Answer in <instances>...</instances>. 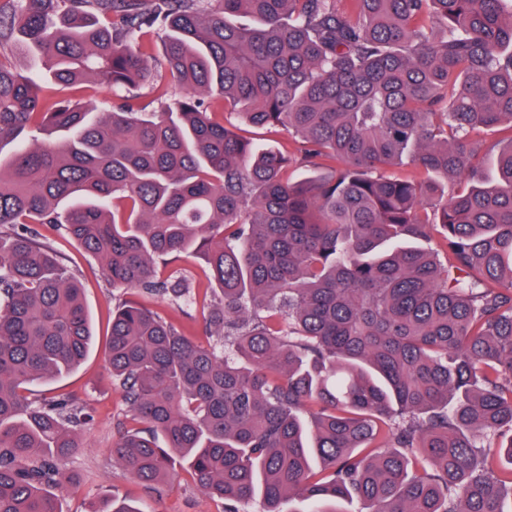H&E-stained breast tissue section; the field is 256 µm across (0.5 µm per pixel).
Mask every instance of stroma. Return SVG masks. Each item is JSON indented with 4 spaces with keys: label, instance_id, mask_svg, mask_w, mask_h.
<instances>
[{
    "label": "stroma",
    "instance_id": "1",
    "mask_svg": "<svg viewBox=\"0 0 512 512\" xmlns=\"http://www.w3.org/2000/svg\"><path fill=\"white\" fill-rule=\"evenodd\" d=\"M45 234L54 250L80 278L95 331L94 346L77 370L36 388L40 398L70 394L85 401L93 410L94 420L81 438L83 446L70 463L80 486L62 493L63 512H91L93 507L111 498L134 504L142 512H224L223 504L197 488L187 474H180L169 484L150 491L113 463L114 420L124 412L125 406L120 393L112 386L107 334L113 306L138 299L139 294L112 289L97 259L53 229H46ZM146 304L179 326L187 336L204 344L211 343L209 327L199 306L180 307L163 296L149 298Z\"/></svg>",
    "mask_w": 512,
    "mask_h": 512
}]
</instances>
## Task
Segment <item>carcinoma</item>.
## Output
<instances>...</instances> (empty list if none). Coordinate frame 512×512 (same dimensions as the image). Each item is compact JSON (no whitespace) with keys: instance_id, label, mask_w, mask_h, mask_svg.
Listing matches in <instances>:
<instances>
[{"instance_id":"obj_1","label":"carcinoma","mask_w":512,"mask_h":512,"mask_svg":"<svg viewBox=\"0 0 512 512\" xmlns=\"http://www.w3.org/2000/svg\"><path fill=\"white\" fill-rule=\"evenodd\" d=\"M164 28L161 57L141 38ZM60 85L127 92L106 111ZM153 83L157 107L136 90ZM275 129L296 159L224 125ZM506 137L488 158L470 138ZM411 164L418 178L387 169ZM198 298L223 348L112 312V460L224 512H506L512 499V0H13L0 13V512H61L91 408L76 273ZM442 252L428 247L434 228ZM45 93L53 100L73 99L97 102L98 105L103 103H113L118 101V95L124 92L113 91L105 85L89 82L83 86H60L50 79L48 74L43 75L42 81Z\"/></svg>"}]
</instances>
